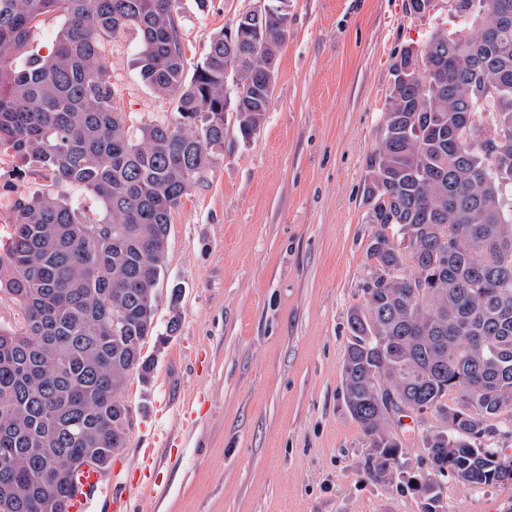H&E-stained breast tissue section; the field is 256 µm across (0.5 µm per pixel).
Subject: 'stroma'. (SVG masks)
<instances>
[{
    "instance_id": "stroma-1",
    "label": "stroma",
    "mask_w": 512,
    "mask_h": 512,
    "mask_svg": "<svg viewBox=\"0 0 512 512\" xmlns=\"http://www.w3.org/2000/svg\"><path fill=\"white\" fill-rule=\"evenodd\" d=\"M250 0H181L190 62ZM290 26L270 108L249 141L224 119V149L172 215L149 338L150 381L130 373L128 476L153 449L149 487L129 512H425L410 477L430 468L434 414L391 419L403 455L391 478L342 398L349 309L363 301L366 158L378 141L392 64L456 21L448 0H288ZM139 39L112 43L115 105L130 125L171 120L175 104L141 80ZM440 512H512V486L439 479Z\"/></svg>"
}]
</instances>
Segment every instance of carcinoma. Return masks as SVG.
I'll return each mask as SVG.
<instances>
[{"mask_svg": "<svg viewBox=\"0 0 512 512\" xmlns=\"http://www.w3.org/2000/svg\"><path fill=\"white\" fill-rule=\"evenodd\" d=\"M239 15L188 72L180 0H0V155L45 172L36 197L10 203L0 292L22 321L0 324V512H68L75 462L126 447L129 373L155 331L173 211L224 149V111L256 134L288 37L287 0ZM456 30L405 50L364 198L379 226L366 254L364 302L348 317L346 405L370 439L374 476L398 466L390 414L414 402L446 430L424 436L435 474L511 484L491 439L512 410V0H452ZM61 21L52 50L35 38ZM495 25L491 42L487 26ZM140 38L142 80L176 118L136 130L114 105L112 40ZM231 73L233 95L226 92ZM87 193L91 219L59 188ZM414 273H406L407 268ZM377 383H372V380ZM380 387L389 397L373 398ZM454 396V404L448 397Z\"/></svg>", "mask_w": 512, "mask_h": 512, "instance_id": "carcinoma-1", "label": "carcinoma"}]
</instances>
